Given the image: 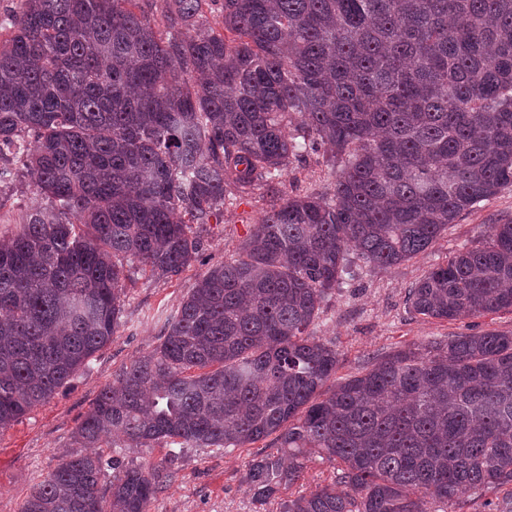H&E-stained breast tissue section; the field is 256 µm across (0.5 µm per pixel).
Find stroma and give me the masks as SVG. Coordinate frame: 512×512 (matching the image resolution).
I'll list each match as a JSON object with an SVG mask.
<instances>
[{"instance_id":"stroma-1","label":"stroma","mask_w":512,"mask_h":512,"mask_svg":"<svg viewBox=\"0 0 512 512\" xmlns=\"http://www.w3.org/2000/svg\"><path fill=\"white\" fill-rule=\"evenodd\" d=\"M333 182L323 154H307L292 161L280 177L242 194L217 219L193 225L201 253L180 274L159 277L147 270L134 271L124 282L122 316L111 343L46 403L0 430V512H20L30 488L54 471L64 456L79 453L74 435L100 390L112 383L122 367L159 344L166 320L176 314L196 280L210 267L235 256L249 228L259 223L266 210L288 197L331 193ZM45 203V198L34 193L28 177L0 183V236L16 233L26 213ZM508 221H512V186L462 213L431 248L415 258L387 270L351 268L311 327L314 336L336 349L337 377L356 375L373 359L395 351L415 350L451 336L512 332V312L447 322L409 313L406 304L409 288L427 270L475 242L486 225ZM274 449L266 439L229 453L187 447L171 459L162 443L117 448L105 439L100 444L107 458L167 464L170 478L152 500L149 512H282L284 502L297 492L331 482L332 467L315 457L296 487L280 489L264 505L255 504L248 492V463L257 453Z\"/></svg>"}]
</instances>
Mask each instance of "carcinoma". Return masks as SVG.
I'll return each mask as SVG.
<instances>
[{"mask_svg": "<svg viewBox=\"0 0 512 512\" xmlns=\"http://www.w3.org/2000/svg\"><path fill=\"white\" fill-rule=\"evenodd\" d=\"M22 0L0 43V158L45 207L0 239V429L46 402L112 340L123 261L162 277L208 224L307 150L332 147L331 197H289L209 268L159 345L123 367L76 430L85 448L258 453L263 505L316 454L334 479L284 512H428L467 491L512 512V334L450 336L338 381L309 332L342 274L426 251L512 185V0ZM411 313L512 311V222L409 288ZM112 479L106 480L107 472ZM98 453L70 456L20 512H148L166 482Z\"/></svg>", "mask_w": 512, "mask_h": 512, "instance_id": "1", "label": "carcinoma"}]
</instances>
